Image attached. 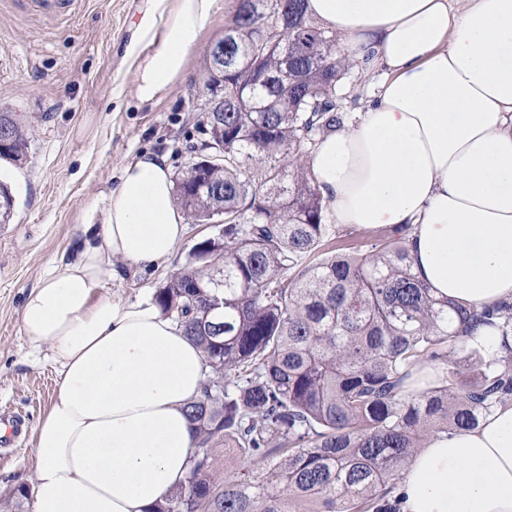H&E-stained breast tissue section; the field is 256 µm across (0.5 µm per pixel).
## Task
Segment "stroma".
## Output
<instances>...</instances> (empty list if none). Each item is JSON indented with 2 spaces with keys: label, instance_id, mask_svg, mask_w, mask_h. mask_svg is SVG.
<instances>
[{
  "label": "stroma",
  "instance_id": "1",
  "mask_svg": "<svg viewBox=\"0 0 512 512\" xmlns=\"http://www.w3.org/2000/svg\"><path fill=\"white\" fill-rule=\"evenodd\" d=\"M146 5L71 0L52 14L34 0H0V111L19 115L30 140L23 161L0 160V181L14 196L10 222L0 224V408L26 418L10 462L0 464V497L29 486L34 429L55 389L51 362L21 331L27 293L61 259L74 257L84 225L102 223L122 166L153 153L178 175L206 138L202 108L216 96L206 84L208 50L231 25L235 0H218L189 54L186 78L150 103L138 100L135 74L123 63ZM386 74L376 62L349 71L338 90L346 119L365 110ZM214 233L209 224L188 225L167 261L124 266L119 279L104 280L102 294L128 301L152 295L191 247Z\"/></svg>",
  "mask_w": 512,
  "mask_h": 512
}]
</instances>
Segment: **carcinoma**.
Instances as JSON below:
<instances>
[{
  "mask_svg": "<svg viewBox=\"0 0 512 512\" xmlns=\"http://www.w3.org/2000/svg\"><path fill=\"white\" fill-rule=\"evenodd\" d=\"M307 0H236L249 29L224 77V154L175 182L191 221L224 218L154 293L201 348L208 375L186 407L197 446L185 484L151 512H395L407 458L431 428L471 430L512 397V354L487 363L475 331L512 335V304L471 310L412 272L409 226L370 249L335 244L305 159L343 127L336 87L355 60ZM0 157L29 144L0 113ZM12 193L0 185V224ZM441 375L413 395L416 366ZM240 465L215 477V449ZM263 466L254 467L255 461Z\"/></svg>",
  "mask_w": 512,
  "mask_h": 512,
  "instance_id": "obj_1",
  "label": "carcinoma"
}]
</instances>
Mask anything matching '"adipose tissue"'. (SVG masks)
I'll use <instances>...</instances> for the list:
<instances>
[{
	"label": "adipose tissue",
	"instance_id": "ef3b65f1",
	"mask_svg": "<svg viewBox=\"0 0 512 512\" xmlns=\"http://www.w3.org/2000/svg\"><path fill=\"white\" fill-rule=\"evenodd\" d=\"M217 0H148L125 49L135 93L157 100L186 76ZM354 57L388 75L356 120L308 157L337 224L412 225L415 274L478 307L512 302V0H308ZM156 44L142 59V44ZM160 156L125 165L104 222L25 298L21 328L57 371L35 429L31 512H151L181 487L194 448L184 411L205 363L149 300L100 292L119 263L149 267L184 238ZM401 512H512V403L414 455Z\"/></svg>",
	"mask_w": 512,
	"mask_h": 512
}]
</instances>
